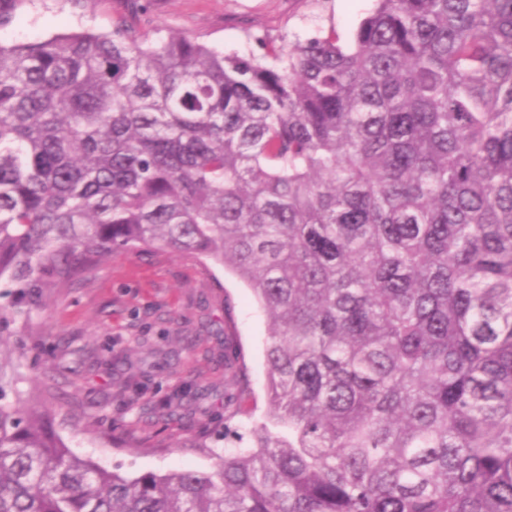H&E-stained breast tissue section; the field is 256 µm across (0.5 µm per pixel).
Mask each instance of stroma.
Instances as JSON below:
<instances>
[{"label": "stroma", "mask_w": 512, "mask_h": 512, "mask_svg": "<svg viewBox=\"0 0 512 512\" xmlns=\"http://www.w3.org/2000/svg\"><path fill=\"white\" fill-rule=\"evenodd\" d=\"M142 20L245 56L268 38L289 46L336 29L350 38L373 0H138ZM128 0H29L2 41L108 31ZM268 317L250 288L212 263L157 246L117 251L75 288L49 296L19 343V387L54 413L77 454L127 477L209 470L250 447L268 422ZM236 358L249 391L227 400ZM183 395L163 417L154 404Z\"/></svg>", "instance_id": "obj_1"}]
</instances>
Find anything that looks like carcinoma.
<instances>
[{
    "label": "carcinoma",
    "instance_id": "cac0c4a2",
    "mask_svg": "<svg viewBox=\"0 0 512 512\" xmlns=\"http://www.w3.org/2000/svg\"><path fill=\"white\" fill-rule=\"evenodd\" d=\"M258 42L0 41V512H512V0ZM158 245L267 311L272 425L127 477L71 451L5 346Z\"/></svg>",
    "mask_w": 512,
    "mask_h": 512
}]
</instances>
